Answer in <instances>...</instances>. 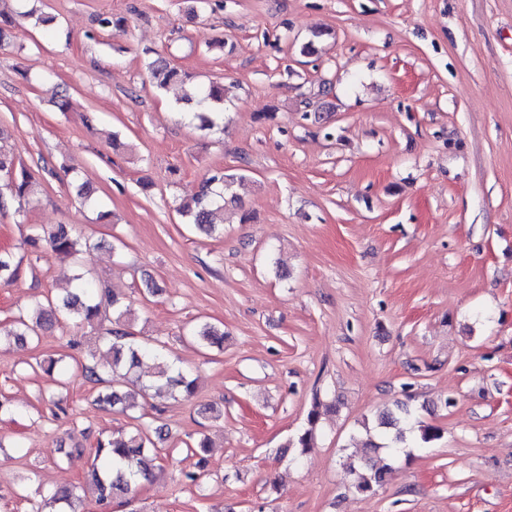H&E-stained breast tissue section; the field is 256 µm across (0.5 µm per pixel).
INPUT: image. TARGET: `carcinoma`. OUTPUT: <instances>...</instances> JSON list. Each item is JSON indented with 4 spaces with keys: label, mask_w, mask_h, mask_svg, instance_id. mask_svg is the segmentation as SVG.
<instances>
[{
    "label": "carcinoma",
    "mask_w": 512,
    "mask_h": 512,
    "mask_svg": "<svg viewBox=\"0 0 512 512\" xmlns=\"http://www.w3.org/2000/svg\"><path fill=\"white\" fill-rule=\"evenodd\" d=\"M148 69L160 89L184 82L180 71L163 58L150 61ZM183 100L189 106L184 116L199 121L200 128L210 130L222 123L226 101L223 84L202 86L194 97L186 95ZM234 182L235 176L226 175L222 170L215 171L205 179L198 194L176 206V212L202 233H215L216 218L224 215V198ZM34 187L35 182L27 170L22 166L16 167L13 156L0 147V208L9 204L21 206L28 202L34 194ZM42 243L58 256L75 257L81 252V238L67 224L42 228L26 241L36 251ZM18 274L19 264L14 262L12 254L0 251V282H12ZM97 295L93 280L83 272L77 273L72 279V288L65 296L38 299L28 309L19 312L9 325L1 326L0 349L27 340L33 342L39 338V330L71 320L80 324H94L101 314L102 301ZM107 299L116 320L115 328L108 331L104 340L106 363L81 366L82 374L89 381L101 382L102 375L107 374L116 382L109 392L98 396L96 403L103 407L120 406L127 411L139 408L138 398L151 394H166L173 398L181 396L185 399L194 396V379L170 362L160 349L139 343L131 336L127 325L131 315L130 306L124 304L114 292L107 294ZM190 337L202 347H221L224 343V332L208 323L192 329ZM145 359L153 361V372L148 379L140 375L128 377ZM320 407L322 402L316 396L307 416L308 428L288 443V447L296 448L301 453L312 447ZM363 427L367 434L363 447L369 452L379 448L392 452L401 448L424 449L427 444L440 438L439 429L420 421L416 411L405 402H398L395 408L379 413L375 421L365 422ZM151 444L152 441L138 427L106 440H97L94 459L99 461V468L94 472V494L98 504L106 506L113 497L128 492L132 484L153 477V468L145 456V450ZM391 470L388 463L375 465L366 458L359 467L350 469L352 485L360 493H374L384 484Z\"/></svg>",
    "instance_id": "1"
}]
</instances>
